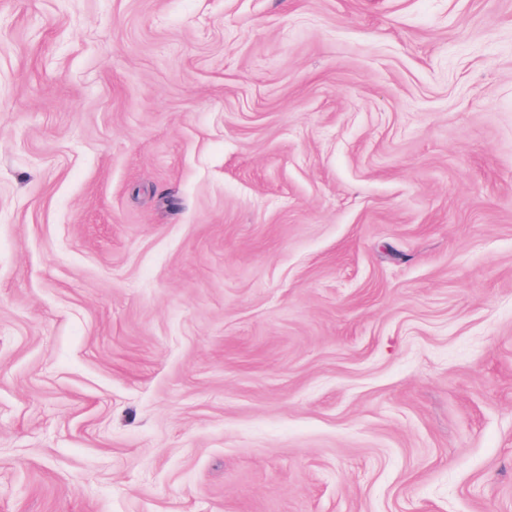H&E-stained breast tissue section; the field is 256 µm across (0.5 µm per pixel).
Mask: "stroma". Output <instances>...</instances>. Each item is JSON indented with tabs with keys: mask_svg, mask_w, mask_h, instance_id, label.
Masks as SVG:
<instances>
[{
	"mask_svg": "<svg viewBox=\"0 0 512 512\" xmlns=\"http://www.w3.org/2000/svg\"><path fill=\"white\" fill-rule=\"evenodd\" d=\"M0 512H512V0H0Z\"/></svg>",
	"mask_w": 512,
	"mask_h": 512,
	"instance_id": "1",
	"label": "stroma"
}]
</instances>
